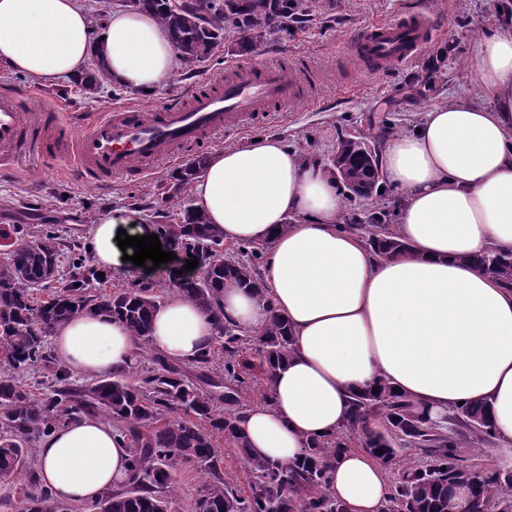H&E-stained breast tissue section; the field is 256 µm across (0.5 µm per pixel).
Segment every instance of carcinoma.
<instances>
[{"label": "carcinoma", "instance_id": "carcinoma-1", "mask_svg": "<svg viewBox=\"0 0 512 512\" xmlns=\"http://www.w3.org/2000/svg\"><path fill=\"white\" fill-rule=\"evenodd\" d=\"M127 7L158 16L191 73L221 47L247 54L272 34L286 37L305 26L335 21L327 11L316 10V0H306L301 8L295 0H130ZM207 162L201 155L174 169L173 187L162 198L178 223L156 225L159 240L189 260L198 259L197 273L175 278L171 286L207 310L218 307L226 281L251 289L265 303L253 261L269 246L242 247L250 256L246 263L225 260L224 230L182 196ZM333 165L347 198L378 192V154L369 151L364 137L340 140ZM347 228L365 232L382 258L410 252L384 223ZM66 247L64 238L47 230L21 240L0 262V483L20 486L15 512H63L64 503L40 483L29 456L41 438L90 414L109 420L131 448L126 484L98 499L107 512H163L174 502V474L187 465L202 479L196 512H342L344 505L329 492L328 462L351 448H361L397 471L388 512H458L453 492L461 483L471 487L473 512H512V471L477 469L457 453L463 441L480 450L496 445L487 405L467 403L438 420L383 381L376 393L354 395L336 435L312 441L297 461L284 465L253 456L235 423L242 402L255 387L266 386L242 373L239 358L253 352L267 375L292 354L288 324L275 315L257 335L233 324L217 327L214 343L224 352L222 394L202 391L159 355L145 371L134 367L87 385L74 384L48 351L49 337L60 324L100 313L123 322L144 347L161 299L152 285L135 280L107 291V277L81 258L72 262L68 276L60 277L59 257ZM473 263L512 286V253L490 251ZM39 369L47 387L36 395L21 375ZM219 436L240 454L247 489L226 478L224 458L215 448ZM412 448L428 460L406 455Z\"/></svg>", "mask_w": 512, "mask_h": 512}]
</instances>
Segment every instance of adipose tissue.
Masks as SVG:
<instances>
[{
    "mask_svg": "<svg viewBox=\"0 0 512 512\" xmlns=\"http://www.w3.org/2000/svg\"><path fill=\"white\" fill-rule=\"evenodd\" d=\"M102 57L109 80L148 95L178 70L167 30L146 10H112L95 25L82 0H0V67L35 85L85 76ZM489 105L458 100L426 112L412 132L387 140L380 167L398 195L394 232L411 255L381 260L363 237L338 230L343 202L332 172L266 136L214 152L195 183L197 207L225 240H271L262 280L268 298L225 284L220 314L172 294L153 318L151 348L191 364L218 322L260 333L288 322L293 355L273 370L271 397L236 423L254 455L283 464L348 416L353 394L386 381L445 415L484 402L500 448L512 449V289L475 258L512 252V16L480 35L466 62ZM152 233L136 214L95 224V264L133 270L116 241ZM51 351L68 373L96 379L136 363L138 344L120 321L91 314L60 325ZM131 450L101 418L85 416L46 437L38 474L54 496L94 502L127 478ZM391 479L361 451L337 456L329 490L348 512H383Z\"/></svg>",
    "mask_w": 512,
    "mask_h": 512,
    "instance_id": "1",
    "label": "adipose tissue"
}]
</instances>
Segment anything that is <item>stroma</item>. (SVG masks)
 I'll list each match as a JSON object with an SVG mask.
<instances>
[{
  "label": "stroma",
  "mask_w": 512,
  "mask_h": 512,
  "mask_svg": "<svg viewBox=\"0 0 512 512\" xmlns=\"http://www.w3.org/2000/svg\"><path fill=\"white\" fill-rule=\"evenodd\" d=\"M321 4L335 16L332 26L306 27L285 38L274 35L248 54L217 53L197 73L188 77L176 72L149 96L107 81L94 95L69 81L35 86L1 69L0 91L35 92L64 121L78 123L118 105L148 110L181 99L211 77L223 75L231 63H276L307 54L333 76L331 82L321 84L317 107L301 106L215 133L192 152L210 155L272 134L327 169L333 166L340 139L362 135L369 145L380 147L393 135L410 131L433 108L463 97L482 101V94L466 78L465 64L484 27L498 14L493 0H321ZM422 10L439 15L443 26L418 59L372 80L346 67L345 46L358 32L373 22ZM439 54L444 57L440 63L435 60ZM172 170V165L165 164L146 176L115 178L97 186L77 174H61L51 162H26L13 172L0 169V257L7 256L22 238L48 227L83 248L100 217L134 210L145 222L154 221Z\"/></svg>",
  "instance_id": "stroma-1"
}]
</instances>
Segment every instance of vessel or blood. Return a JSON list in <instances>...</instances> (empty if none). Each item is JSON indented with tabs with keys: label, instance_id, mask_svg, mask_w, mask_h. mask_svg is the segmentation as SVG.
<instances>
[{
	"label": "vessel or blood",
	"instance_id": "obj_1",
	"mask_svg": "<svg viewBox=\"0 0 512 512\" xmlns=\"http://www.w3.org/2000/svg\"><path fill=\"white\" fill-rule=\"evenodd\" d=\"M441 30L432 13L375 22L351 41L357 69L367 79L413 62ZM324 74L312 61L284 68L256 62L228 65L212 88L145 112L131 106L94 116L76 133L58 113L25 109L18 93L0 92V167L23 158L63 161L87 181L145 175L181 159L207 135L240 127L266 112H291L310 103Z\"/></svg>",
	"mask_w": 512,
	"mask_h": 512
}]
</instances>
